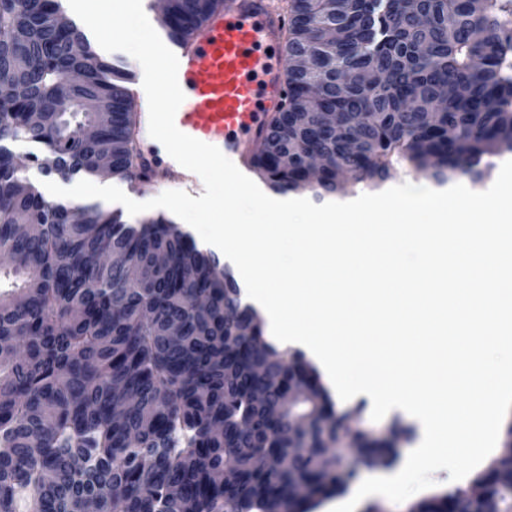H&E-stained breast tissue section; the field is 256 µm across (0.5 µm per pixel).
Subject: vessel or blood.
I'll return each instance as SVG.
<instances>
[{"instance_id": "b4317fda", "label": "vessel or blood", "mask_w": 512, "mask_h": 512, "mask_svg": "<svg viewBox=\"0 0 512 512\" xmlns=\"http://www.w3.org/2000/svg\"><path fill=\"white\" fill-rule=\"evenodd\" d=\"M285 15L272 0H224L185 42L165 38L185 93L175 124L250 173L254 147L288 92Z\"/></svg>"}]
</instances>
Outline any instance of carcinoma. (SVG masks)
I'll use <instances>...</instances> for the list:
<instances>
[{"instance_id": "carcinoma-1", "label": "carcinoma", "mask_w": 512, "mask_h": 512, "mask_svg": "<svg viewBox=\"0 0 512 512\" xmlns=\"http://www.w3.org/2000/svg\"><path fill=\"white\" fill-rule=\"evenodd\" d=\"M221 0H168L159 19L189 39ZM285 50L308 59L288 71L284 112L270 119L251 160L270 191L316 199L354 184L381 188L399 168L436 185L490 178L512 154V0H294ZM63 0H0V512H288L295 481L317 504L356 466L328 476L319 420L331 401L303 353L278 349L219 256L158 214L128 224L97 204L49 201L16 161L44 176L140 180L129 71L104 59ZM380 71L374 86L361 77ZM82 80L69 83L67 75ZM112 107L108 115L93 104ZM336 160L305 181V158ZM288 155L291 164L280 166ZM36 227L21 237L15 224ZM212 296L207 316L193 306ZM294 361L295 368L288 367ZM294 386L289 414L311 448L288 449L273 411ZM263 401L245 399L247 389ZM235 432L224 440V420ZM233 474L224 485V468ZM466 489L412 512H512L511 492Z\"/></svg>"}]
</instances>
